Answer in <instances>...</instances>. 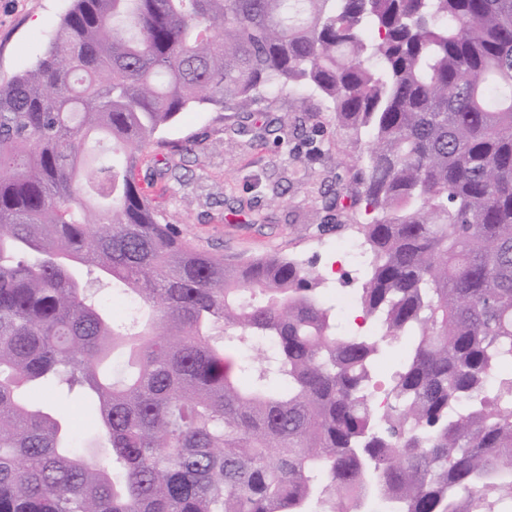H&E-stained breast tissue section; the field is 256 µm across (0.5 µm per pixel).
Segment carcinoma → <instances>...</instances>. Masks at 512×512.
Wrapping results in <instances>:
<instances>
[{
    "mask_svg": "<svg viewBox=\"0 0 512 512\" xmlns=\"http://www.w3.org/2000/svg\"><path fill=\"white\" fill-rule=\"evenodd\" d=\"M284 91L368 138L362 334L314 267L226 262L135 181L180 113ZM76 387L103 463L42 396ZM511 499L512 0H74L0 86V512ZM89 287L96 295L103 298L104 303L107 307L112 308L114 317L118 319H125L128 314L127 309L124 308L123 296L112 290V285H102L92 280Z\"/></svg>",
    "mask_w": 512,
    "mask_h": 512,
    "instance_id": "cac0c4a2",
    "label": "carcinoma"
}]
</instances>
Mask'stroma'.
Segmentation results:
<instances>
[{
  "instance_id": "35a3bbf8",
  "label": "stroma",
  "mask_w": 512,
  "mask_h": 512,
  "mask_svg": "<svg viewBox=\"0 0 512 512\" xmlns=\"http://www.w3.org/2000/svg\"><path fill=\"white\" fill-rule=\"evenodd\" d=\"M72 4L0 0V85L36 62ZM284 115L306 126L320 122L323 139L308 145L288 135L273 144L264 129L277 127ZM161 137L182 143L183 151L146 149L138 171L163 223L229 260L276 254L313 265L324 278L326 304L340 310L344 330H356L359 308L344 304L355 289L353 260L341 244L354 236V222L370 217L337 212L336 198L353 193L366 144L337 126L319 96L300 104L282 93L245 113L197 107Z\"/></svg>"
}]
</instances>
